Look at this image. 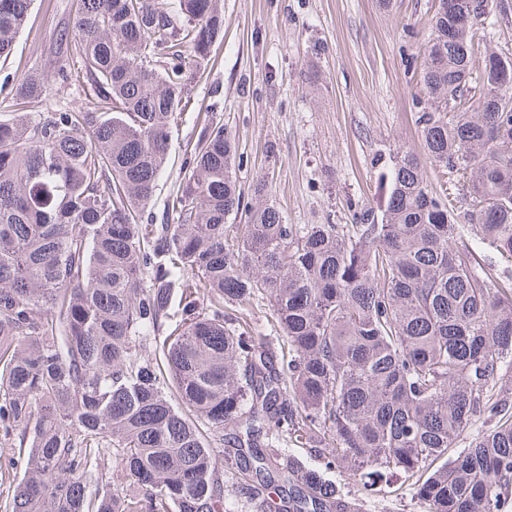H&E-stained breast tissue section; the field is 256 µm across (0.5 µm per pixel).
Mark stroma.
<instances>
[{"label":"stroma","mask_w":512,"mask_h":512,"mask_svg":"<svg viewBox=\"0 0 512 512\" xmlns=\"http://www.w3.org/2000/svg\"><path fill=\"white\" fill-rule=\"evenodd\" d=\"M435 0H222L224 34L190 69V103L171 129L167 168L147 207L161 217L205 119L232 132L250 192L267 176L290 224H351L380 210L397 150L421 151L415 124ZM76 0H34L0 83L54 74Z\"/></svg>","instance_id":"stroma-1"}]
</instances>
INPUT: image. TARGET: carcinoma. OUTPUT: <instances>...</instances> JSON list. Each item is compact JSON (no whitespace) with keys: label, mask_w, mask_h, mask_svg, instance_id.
<instances>
[{"label":"carcinoma","mask_w":512,"mask_h":512,"mask_svg":"<svg viewBox=\"0 0 512 512\" xmlns=\"http://www.w3.org/2000/svg\"><path fill=\"white\" fill-rule=\"evenodd\" d=\"M78 0L56 70L84 102L0 115V483L4 512H360L397 481L429 512L512 502V58L504 0L429 20L417 113L381 213L289 224L244 202L238 146L203 123L172 200L144 222L221 0ZM33 0H0V57ZM162 63L161 69L153 63ZM31 73L14 95L38 99ZM466 189L458 211L424 163ZM247 215V223L230 224ZM269 312L271 336L251 324ZM479 421L489 425L453 456ZM347 466L348 497L286 447ZM112 457L116 479L106 469ZM511 5V13L508 15L509 23L507 26H496L490 34L491 47L498 53H505L512 57V0H507Z\"/></svg>","instance_id":"carcinoma-1"}]
</instances>
